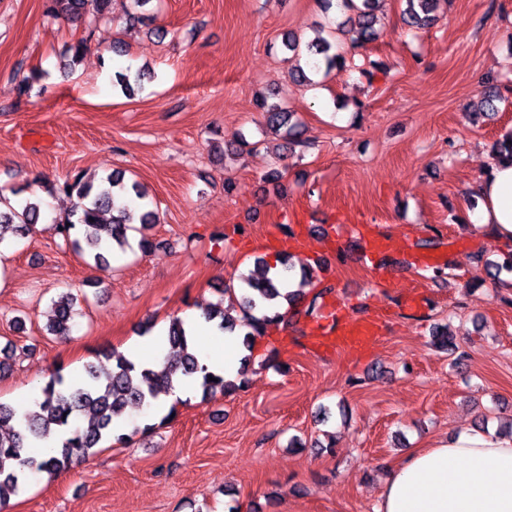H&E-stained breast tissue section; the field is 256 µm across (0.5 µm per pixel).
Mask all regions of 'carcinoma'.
I'll use <instances>...</instances> for the list:
<instances>
[{
  "mask_svg": "<svg viewBox=\"0 0 512 512\" xmlns=\"http://www.w3.org/2000/svg\"><path fill=\"white\" fill-rule=\"evenodd\" d=\"M45 13L50 18H65L72 22L80 21L88 11L107 17L111 13L112 0H45ZM379 0H321L324 10L332 7L346 13V18L335 28L318 38V44L310 47L297 34H288L283 40L285 48L300 60L309 52L321 56L322 62H314L312 69H343L346 67L344 53L336 51V42L348 43L354 49H363L378 39L375 28V5ZM403 13L405 24L414 29H426L436 22L434 15L437 0H405ZM87 50V39L81 38L70 47V56L64 67L71 69L81 60ZM144 73L126 68L115 73L113 84L122 92L131 93L134 88H143ZM483 106L482 115L496 111V103L502 100L499 87L487 82L479 92ZM265 125L278 133L284 140L286 149L293 150L306 146L302 139L301 124L292 121V113L277 102L263 98L258 103ZM43 191L52 196L61 191L71 198L68 213L57 221L56 233L61 235L73 252L93 263L101 272L111 269L107 254L114 249L124 252L130 248L128 231L133 225H141L146 230L158 223V214L149 208L147 195L136 181L127 183L122 174H108L99 179L77 175L71 181L60 185L48 184ZM43 199L33 191L20 187L11 191V196L0 195V247L10 245V238L25 237L31 226L39 223L42 217ZM281 272H271L266 264L261 274L240 277L245 285L241 295L233 288L230 301L241 310L239 320L230 318L224 304L206 309L205 319L214 322L221 332L242 330L243 345L253 351V337L262 335L267 326L282 322L285 314L276 312L269 316H258L255 311L262 306H271L279 298L294 308L303 297L301 288L314 278L312 268L302 269L299 289L284 291L285 281L292 267L285 259H280ZM78 315L76 298L63 293L52 303V318L48 325L49 334L66 338L70 336ZM166 341L176 352L174 359H166L159 372L147 367H136L133 362L116 349L109 352L112 371L103 374L94 363L84 366V374L77 381H70L58 368L41 387L31 406L19 412L10 404L0 401V427H9V432L0 434V505L9 501L17 493L27 475L34 472L56 474L70 469L74 464L86 460L93 449L105 438H114L118 444H125L129 435H113L112 420L121 416L129 405L148 407L157 399L160 391L173 386V380L192 379L207 398L217 392L233 394L245 384L244 375L248 372L252 355L241 358L238 379L227 380L214 374L200 364L195 353L189 351L188 333L182 320L170 322ZM434 345L442 350L457 354L454 363H459L465 353L458 352L455 339L448 335V329L437 327L433 332ZM62 433L61 443L52 455L41 456L40 441L51 427Z\"/></svg>",
  "mask_w": 512,
  "mask_h": 512,
  "instance_id": "cac0c4a2",
  "label": "carcinoma"
}]
</instances>
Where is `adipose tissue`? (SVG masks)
Masks as SVG:
<instances>
[{
    "label": "adipose tissue",
    "mask_w": 512,
    "mask_h": 512,
    "mask_svg": "<svg viewBox=\"0 0 512 512\" xmlns=\"http://www.w3.org/2000/svg\"><path fill=\"white\" fill-rule=\"evenodd\" d=\"M473 191L471 223L512 249V162L491 159ZM375 512H512V436L464 428L391 468Z\"/></svg>",
    "instance_id": "1"
}]
</instances>
